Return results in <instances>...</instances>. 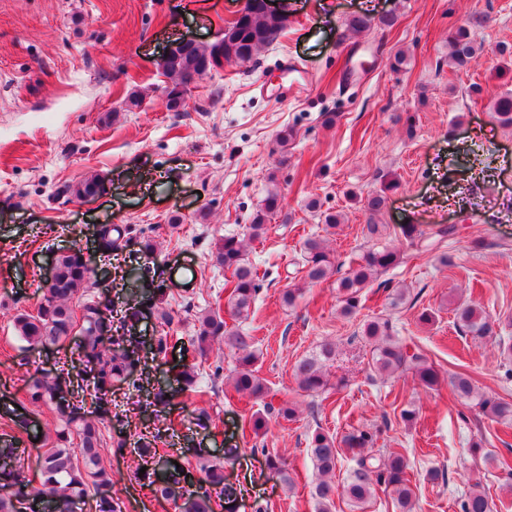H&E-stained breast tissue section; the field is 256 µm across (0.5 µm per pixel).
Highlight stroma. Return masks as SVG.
Wrapping results in <instances>:
<instances>
[{
    "mask_svg": "<svg viewBox=\"0 0 512 512\" xmlns=\"http://www.w3.org/2000/svg\"><path fill=\"white\" fill-rule=\"evenodd\" d=\"M245 0H0V436L19 435L10 412L27 403L31 378H56L71 404L83 392L81 335L51 348L28 346L13 324L35 312L40 281L59 253L79 248L94 273L88 294L120 318L137 288L124 280L127 265H148L164 289L162 307L180 339L175 356L196 365L205 401L177 396L170 412L135 415L140 398L132 380L114 383L111 411L132 413L130 427L99 423L103 465L112 483L89 491L75 512H96L99 498L120 512H183L157 498L139 476L140 435L156 447L202 448L223 456L227 483L240 486L235 512H315L316 470L310 439L316 428L340 437L357 428L379 429L376 447L406 453L415 487V512H459L458 502L481 483L494 512H512V428L475 415L447 385L422 387L411 375H380L369 366L362 338L375 316L392 320L397 336L413 338L441 375L465 372L490 396L512 401V377L491 342L463 334L451 301L480 305L495 333L512 338V129L497 125L492 108L512 95V70L493 48L512 44V0H291L286 33L257 62L212 70L190 88L183 111L165 107L168 84L158 64L177 39L211 43ZM397 22L385 31H352L358 15ZM485 47L466 71L448 64V39L463 24ZM404 52L392 70L388 60ZM313 78L288 104L273 99L286 58ZM480 93H471V86ZM139 108L126 109L130 93ZM336 115L335 124L323 121ZM413 127H406V116ZM293 130L287 150L280 131ZM481 155L494 175L472 180ZM96 175L102 192L89 201L66 194L68 185ZM397 182L381 211L367 200L381 176ZM278 189L282 218L249 242L260 291L246 329L256 338L258 368L276 401H296L299 416L250 425L258 406L226 396L235 363L222 346L195 363L184 346L198 329L196 316L226 303L224 270L212 254L227 234L244 235L268 190ZM339 213L326 229L321 211ZM380 233L368 235L367 224ZM99 224L132 231L118 251L104 254ZM425 234L453 224L456 237L440 252L415 255L405 225ZM324 239L339 273L372 247H395L399 263L382 286L364 289L358 312H339L337 275L309 286L295 307L281 302L307 237ZM447 263H440L439 254ZM406 289L399 305L390 290ZM433 322H419L421 312ZM336 342L326 365L333 388L318 397L297 388V363L320 345ZM207 409L208 428L196 425ZM417 418L404 424L399 411ZM479 453H472L473 444ZM286 459L294 479L284 486L266 464Z\"/></svg>",
    "mask_w": 512,
    "mask_h": 512,
    "instance_id": "stroma-1",
    "label": "stroma"
}]
</instances>
